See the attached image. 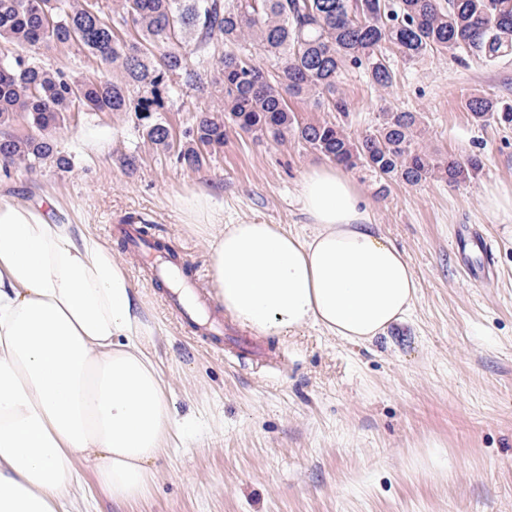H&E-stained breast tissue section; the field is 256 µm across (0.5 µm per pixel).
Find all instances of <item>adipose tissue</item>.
I'll use <instances>...</instances> for the list:
<instances>
[{
  "label": "adipose tissue",
  "instance_id": "adipose-tissue-1",
  "mask_svg": "<svg viewBox=\"0 0 512 512\" xmlns=\"http://www.w3.org/2000/svg\"><path fill=\"white\" fill-rule=\"evenodd\" d=\"M302 236L225 223L210 194L174 200L211 241L213 295L266 336L316 326L371 343L410 316L417 277L352 181L322 165L304 177ZM141 293L90 225L52 220L0 195V512H73L89 491L142 497L174 436Z\"/></svg>",
  "mask_w": 512,
  "mask_h": 512
}]
</instances>
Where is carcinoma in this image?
Returning <instances> with one entry per match:
<instances>
[{
  "mask_svg": "<svg viewBox=\"0 0 512 512\" xmlns=\"http://www.w3.org/2000/svg\"><path fill=\"white\" fill-rule=\"evenodd\" d=\"M103 16L91 0H0V162L33 169L70 160L50 138L75 112H128L157 150L172 147L159 117L181 86L211 88L221 101L185 131L177 152L198 170L224 146L226 125L279 142L295 133L308 147L345 169L365 166L384 179L417 185L431 179L459 185L483 168L419 148L421 114L385 110L360 138L334 123L298 124L287 98L325 97L345 110L338 80L346 66L362 67L372 84L390 87L394 73L385 45L413 61L430 52L462 50L486 64L512 57V0H114ZM76 46L96 59L100 74L76 77L40 61L51 47ZM259 47L264 72L249 57ZM477 123H512V104L474 96ZM30 133L8 128L17 114Z\"/></svg>",
  "mask_w": 512,
  "mask_h": 512,
  "instance_id": "carcinoma-1",
  "label": "carcinoma"
}]
</instances>
